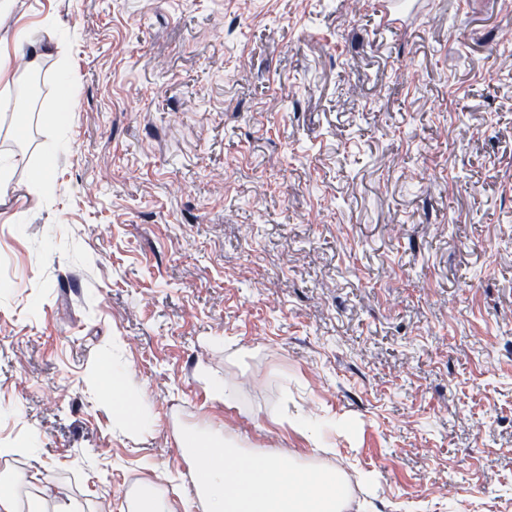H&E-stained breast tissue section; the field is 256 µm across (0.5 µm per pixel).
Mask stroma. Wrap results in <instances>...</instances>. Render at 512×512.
I'll use <instances>...</instances> for the list:
<instances>
[{
  "label": "stroma",
  "instance_id": "obj_1",
  "mask_svg": "<svg viewBox=\"0 0 512 512\" xmlns=\"http://www.w3.org/2000/svg\"><path fill=\"white\" fill-rule=\"evenodd\" d=\"M22 27L66 41L0 116L25 158L0 195V487L198 508L181 443L212 427L358 477L348 512H512V0L407 32L364 0H14L0 46ZM34 110L70 144L40 195ZM113 356L154 433L114 428ZM298 411L336 426L315 444Z\"/></svg>",
  "mask_w": 512,
  "mask_h": 512
}]
</instances>
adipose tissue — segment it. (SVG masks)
<instances>
[{
    "mask_svg": "<svg viewBox=\"0 0 512 512\" xmlns=\"http://www.w3.org/2000/svg\"><path fill=\"white\" fill-rule=\"evenodd\" d=\"M99 372L112 383V399H128L133 413L113 409L117 426L140 433L152 432L156 419L144 394L128 386L125 364L104 362ZM197 471L195 494L206 512H348L349 497H337L340 473L315 469L281 455L252 454L221 432L193 434L184 442Z\"/></svg>",
    "mask_w": 512,
    "mask_h": 512,
    "instance_id": "obj_1",
    "label": "adipose tissue"
}]
</instances>
